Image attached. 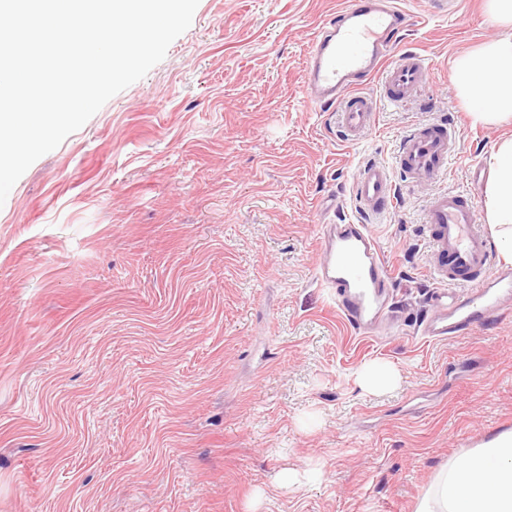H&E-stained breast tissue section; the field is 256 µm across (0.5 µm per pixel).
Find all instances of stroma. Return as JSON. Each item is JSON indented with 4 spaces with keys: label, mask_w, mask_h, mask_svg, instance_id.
Returning a JSON list of instances; mask_svg holds the SVG:
<instances>
[{
    "label": "stroma",
    "mask_w": 512,
    "mask_h": 512,
    "mask_svg": "<svg viewBox=\"0 0 512 512\" xmlns=\"http://www.w3.org/2000/svg\"><path fill=\"white\" fill-rule=\"evenodd\" d=\"M340 0H199L141 80L34 162L0 206V512H415L449 459L512 431V318L432 341L427 187L402 138L461 135L443 188L482 202L512 122L472 124L456 59L503 35L487 0H405L415 98L343 141L302 94ZM391 168L372 225L393 329L354 331L314 281L319 224L354 220L360 164ZM393 364L385 394L356 370ZM320 480L279 487L285 469Z\"/></svg>",
    "instance_id": "obj_1"
}]
</instances>
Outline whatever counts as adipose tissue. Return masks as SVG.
I'll use <instances>...</instances> for the list:
<instances>
[{
	"label": "adipose tissue",
	"mask_w": 512,
	"mask_h": 512,
	"mask_svg": "<svg viewBox=\"0 0 512 512\" xmlns=\"http://www.w3.org/2000/svg\"><path fill=\"white\" fill-rule=\"evenodd\" d=\"M452 80L477 123L512 120V34L462 55ZM484 208L501 254L512 263V139L491 154ZM416 512H512V432L452 458Z\"/></svg>",
	"instance_id": "1"
}]
</instances>
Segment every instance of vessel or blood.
Returning <instances> with one entry per match:
<instances>
[{
  "mask_svg": "<svg viewBox=\"0 0 512 512\" xmlns=\"http://www.w3.org/2000/svg\"><path fill=\"white\" fill-rule=\"evenodd\" d=\"M410 16L396 0H343L312 38L305 62L304 93L320 111L334 113L349 141L371 129L379 103L396 105L413 96L429 67L414 51L393 54ZM380 78V97L361 92L368 79ZM460 136L456 124L428 122L413 129L400 145L397 164L422 186H434L425 213L432 228L430 266L441 291L432 297L422 335L448 338L477 323L512 317V268L494 264L489 236L477 222L471 194L439 189ZM359 218L352 224H322L317 283L331 291L336 310L359 332H369L386 317L392 275L369 221L388 210L394 191L388 167L379 161L359 168L352 185ZM450 285L466 292L449 297Z\"/></svg>",
  "mask_w": 512,
  "mask_h": 512,
  "instance_id": "vessel-or-blood-1",
  "label": "vessel or blood"
}]
</instances>
